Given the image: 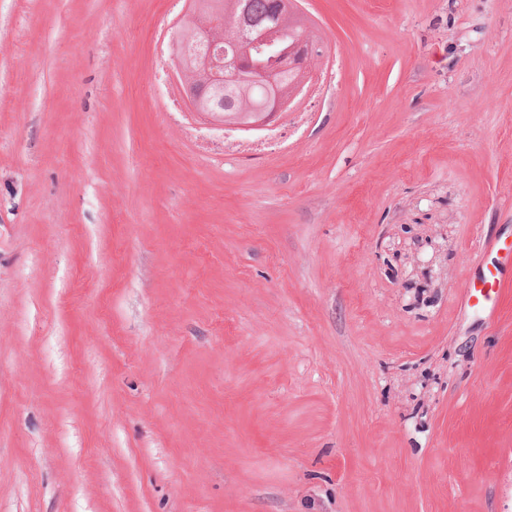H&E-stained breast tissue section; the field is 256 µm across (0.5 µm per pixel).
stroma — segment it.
<instances>
[{
  "mask_svg": "<svg viewBox=\"0 0 512 512\" xmlns=\"http://www.w3.org/2000/svg\"><path fill=\"white\" fill-rule=\"evenodd\" d=\"M259 134L186 0H0V512H512V0H301ZM226 0H193V7L184 19V33L176 38V56L179 65L186 67L187 59L199 54H207L210 50L206 41L196 40L194 30L201 28L213 19H218L221 11H224V21L230 23L232 32L238 33V24L235 14L237 2ZM217 23L211 25L212 29H206L203 31L205 37L214 47L216 44H223L224 54L227 52L228 56L232 55V48L230 45L224 42L225 30L221 24L216 29ZM218 33V34H217ZM212 47V48H213ZM226 58L224 62V55L218 52L215 48L212 52V62L214 68L221 70L224 67V74L219 78L225 86L234 84L235 86L244 84H260L272 86L274 88V96L271 97L265 107L254 112H242L237 117L231 118L224 122L217 119L218 112L209 110L203 105L202 101L198 97L187 96V107L190 112H197L204 115L209 121L215 118L221 125L224 126L225 130L239 131L245 133H259L268 130L271 127L272 119L279 114L290 112L295 104L298 96L301 95L304 87L312 79L311 72L306 67L301 66L300 75L297 81L298 73L294 71H288L281 75V86H289L287 89H278L276 86L275 70L270 69L261 62H252L248 64L244 60L235 55ZM211 116V117H210ZM481 246L491 248L498 255L497 264L494 270L488 269L479 277L482 289L476 290L472 295L475 302L472 308L477 309L485 320L494 322L499 312L500 295L506 286L505 275L512 273V245L508 246L505 241L480 240Z\"/></svg>",
  "mask_w": 512,
  "mask_h": 512,
  "instance_id": "stroma-1",
  "label": "stroma"
}]
</instances>
